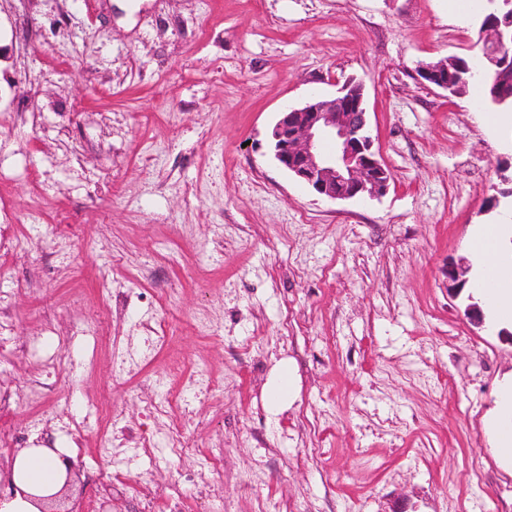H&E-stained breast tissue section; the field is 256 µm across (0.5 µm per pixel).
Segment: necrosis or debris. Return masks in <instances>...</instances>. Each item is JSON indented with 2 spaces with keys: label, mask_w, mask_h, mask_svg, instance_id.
Returning a JSON list of instances; mask_svg holds the SVG:
<instances>
[{
  "label": "necrosis or debris",
  "mask_w": 512,
  "mask_h": 512,
  "mask_svg": "<svg viewBox=\"0 0 512 512\" xmlns=\"http://www.w3.org/2000/svg\"><path fill=\"white\" fill-rule=\"evenodd\" d=\"M144 332L142 340L127 343L120 357L112 361V372L115 376L126 378L136 374L140 367L152 361L157 353L167 343V329L158 320L153 310H146L141 322ZM49 338L54 345L53 353L43 361L37 375L31 377L25 392L18 393L11 389L0 387V412L26 407L29 411L24 428L17 431L1 432L0 446L16 448H51L55 441L47 430L48 423H55L58 430L81 443L92 432L104 435L100 448L101 456L106 457L108 468L92 474L91 479L99 485H106L112 478L113 472L130 468L136 454V449L150 447L149 438L138 437L136 442H124L119 436L118 424L111 417L101 415L94 407H86L82 415H75L69 409V404L62 399L58 391L55 371L58 366L72 363L71 347L76 339L94 337L98 334L96 324L81 320L66 322L65 326L48 325ZM170 373L178 375L176 386L168 387L160 394L152 396L145 406L147 416L159 412L177 413L179 424L168 430V447L171 453L185 452L189 442L185 433V425L193 416L192 403L201 397L216 395L219 386L205 365L191 372L180 371L178 365H171Z\"/></svg>",
  "instance_id": "1"
}]
</instances>
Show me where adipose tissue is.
Instances as JSON below:
<instances>
[{"instance_id": "obj_1", "label": "adipose tissue", "mask_w": 512, "mask_h": 512, "mask_svg": "<svg viewBox=\"0 0 512 512\" xmlns=\"http://www.w3.org/2000/svg\"><path fill=\"white\" fill-rule=\"evenodd\" d=\"M467 249L479 264V281L492 283L491 290L476 291L486 319L496 329H512V219L476 225ZM486 430L500 465L512 471V375L499 385ZM12 471L19 493L1 505L0 512H39L29 501V494H52L63 484L64 468L58 456L45 448L21 449L13 459Z\"/></svg>"}]
</instances>
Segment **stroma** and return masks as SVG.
Listing matches in <instances>:
<instances>
[{
	"mask_svg": "<svg viewBox=\"0 0 512 512\" xmlns=\"http://www.w3.org/2000/svg\"><path fill=\"white\" fill-rule=\"evenodd\" d=\"M478 23L457 22L450 0H0V206L37 201L42 223L73 225L77 272L50 274L34 233L0 257L10 343L66 321L83 293L101 331L60 371L73 411L92 402L156 437L175 423L144 411L164 361L111 375L144 332L140 302L98 294L108 255L176 325L186 366L205 362L222 388L193 405L192 451L141 450L108 495L81 476V512L106 496L112 512H166L179 473L219 442L224 461L186 512H512L484 428L512 335L475 324L448 287L471 225L512 201V133L415 75L476 55ZM349 77L393 176L378 201L320 199L267 148L285 107ZM211 310L221 322L204 339L191 323ZM43 357L0 356V380L24 391ZM284 364L295 391L274 407Z\"/></svg>",
	"mask_w": 512,
	"mask_h": 512,
	"instance_id": "35a3bbf8",
	"label": "stroma"
}]
</instances>
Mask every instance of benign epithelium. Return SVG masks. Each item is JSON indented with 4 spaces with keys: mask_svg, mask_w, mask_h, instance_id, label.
Returning a JSON list of instances; mask_svg holds the SVG:
<instances>
[{
    "mask_svg": "<svg viewBox=\"0 0 512 512\" xmlns=\"http://www.w3.org/2000/svg\"><path fill=\"white\" fill-rule=\"evenodd\" d=\"M477 43L484 50L485 66L497 71L512 69V21L492 14L480 19ZM442 65L429 64L418 71L426 83L450 95L456 87L441 75ZM512 99L507 84L496 80L488 102L494 106ZM270 146L278 165L299 179L314 193L331 201L378 198L391 180V172L373 149L368 131L362 84L345 81L337 93L315 97L299 107H286L271 131ZM61 489L51 496L26 494L24 498L48 504L66 496L80 471L71 458Z\"/></svg>",
    "mask_w": 512,
    "mask_h": 512,
    "instance_id": "1",
    "label": "benign epithelium"
}]
</instances>
